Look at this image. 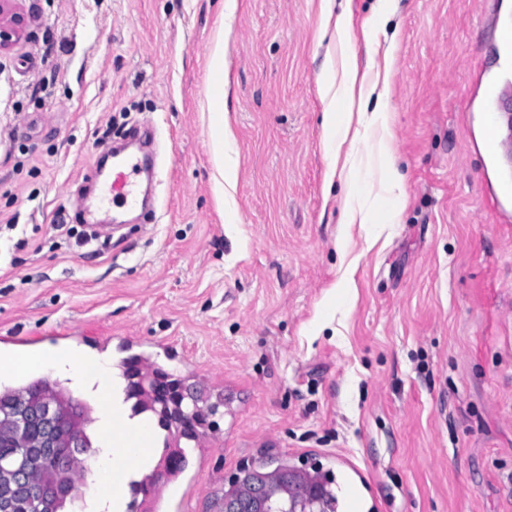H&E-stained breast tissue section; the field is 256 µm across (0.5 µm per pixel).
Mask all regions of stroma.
Listing matches in <instances>:
<instances>
[{
	"mask_svg": "<svg viewBox=\"0 0 512 512\" xmlns=\"http://www.w3.org/2000/svg\"><path fill=\"white\" fill-rule=\"evenodd\" d=\"M372 105L391 112L397 224L341 222L322 82L342 46L325 0H18L0 53V357L80 347L159 368L216 406L146 512H219L240 463L320 466L339 512H512V154L481 91L512 82V0H345ZM225 41L216 190L208 59ZM155 130L161 208L73 203L106 145ZM15 220L7 229V220ZM15 0L0 1V52L10 48L26 32V19L14 8ZM483 93L486 97L484 110L485 132L493 136L496 144V128L499 125L500 116L494 107V101L504 93V87L498 84H489L485 86Z\"/></svg>",
	"mask_w": 512,
	"mask_h": 512,
	"instance_id": "35a3bbf8",
	"label": "stroma"
}]
</instances>
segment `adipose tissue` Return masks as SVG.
<instances>
[{
  "label": "adipose tissue",
  "instance_id": "adipose-tissue-1",
  "mask_svg": "<svg viewBox=\"0 0 512 512\" xmlns=\"http://www.w3.org/2000/svg\"><path fill=\"white\" fill-rule=\"evenodd\" d=\"M209 110L212 114V157L216 169L224 167V144L231 132L224 122V41L216 39L210 57ZM374 91L359 76L354 58H347L339 88L332 95L325 112V143L332 163H344L350 170L346 186L343 221L347 224H395L399 221L404 186L391 162V116L375 109L355 110L356 100L369 99ZM374 140L378 162L382 169L381 191L390 207L382 215H374L366 209L363 182L359 176L364 162L354 153L344 152L345 144L355 141ZM0 370L25 374L45 373L65 378L80 394L98 401L113 404L118 411H127L124 402V382L114 376L109 357H91L81 349L44 346L36 358H20L0 363ZM97 448L91 461L96 482L84 494V512H118L113 493L112 474L123 470L125 476L136 475L137 470L128 459L126 451L115 450L112 442V419L104 416L96 424Z\"/></svg>",
  "mask_w": 512,
  "mask_h": 512
}]
</instances>
